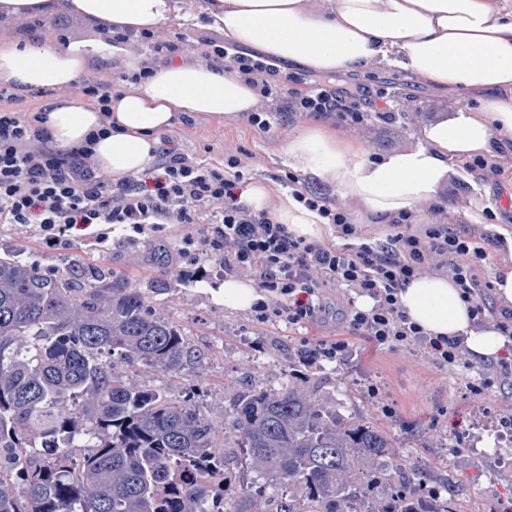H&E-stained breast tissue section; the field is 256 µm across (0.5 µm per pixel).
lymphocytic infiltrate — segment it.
Instances as JSON below:
<instances>
[{
	"label": "lymphocytic infiltrate",
	"mask_w": 512,
	"mask_h": 512,
	"mask_svg": "<svg viewBox=\"0 0 512 512\" xmlns=\"http://www.w3.org/2000/svg\"><path fill=\"white\" fill-rule=\"evenodd\" d=\"M101 33L108 42L123 44L139 63L138 70L119 73L117 81L89 72L77 84L86 106L100 112V131L106 134L112 128L113 86L135 91L152 74L158 54H175L180 47L155 33L106 27ZM200 45L209 64L257 90V108L241 117L250 128L269 131L281 110L350 129L372 120L395 123L401 117L385 105V91L365 81L333 87L314 80L305 88H292L264 56L213 38L201 39ZM21 102L13 84L0 81V224L26 228L46 245L62 248L70 245L69 232L77 225L89 229L100 247L117 226L134 236L176 232L182 243L179 256L188 265L220 257L225 272L256 282L261 295L254 307L257 322L306 324L324 311V290L345 288L373 301L367 310L350 306V332L392 348L408 346L422 334L399 305L401 288L420 274L445 275L470 303L475 324L495 320L501 334L512 337V308L489 302L478 276L486 257L483 244L490 238L484 225L454 233L413 224L411 213L402 212L389 221L387 244L368 243L347 207L330 203L289 173L285 179L292 197L318 212L349 245L309 241L241 201L234 188L244 166L234 153L209 162L189 151L168 150L154 166L153 182L140 173L106 181L95 173L91 142L64 153L47 149L43 108H25Z\"/></svg>",
	"instance_id": "1"
}]
</instances>
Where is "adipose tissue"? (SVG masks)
Returning a JSON list of instances; mask_svg holds the SVG:
<instances>
[{
  "mask_svg": "<svg viewBox=\"0 0 512 512\" xmlns=\"http://www.w3.org/2000/svg\"><path fill=\"white\" fill-rule=\"evenodd\" d=\"M67 8L92 25L137 34L159 28L173 14L184 25L199 23L176 0H68ZM207 18L227 41L257 49L278 65L328 73L385 62L434 88L477 97V107L465 104L452 117L426 124L418 146L377 160L313 117L286 136L285 166L355 201L362 215L377 221L438 202L453 162L512 139V8L502 0H327L317 9L309 0H212ZM116 58L136 70V58L104 40L66 43L37 33L22 43H0V79L23 93H50L44 134L63 152L101 126L99 113L74 92L79 77ZM257 104V91L223 70L174 60L159 64L137 90L113 97L112 131L96 142L94 163L115 179L141 172L154 162L160 134L182 117L229 120ZM244 199L295 236L325 234L317 212L290 197L272 204L263 183L249 185ZM400 306L427 338L462 339L473 362L498 359L506 348L494 327L473 326L468 304L448 277H414L400 293Z\"/></svg>",
  "mask_w": 512,
  "mask_h": 512,
  "instance_id": "ef3b65f1",
  "label": "adipose tissue"
}]
</instances>
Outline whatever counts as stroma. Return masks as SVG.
Returning a JSON list of instances; mask_svg holds the SVG:
<instances>
[{
    "mask_svg": "<svg viewBox=\"0 0 512 512\" xmlns=\"http://www.w3.org/2000/svg\"><path fill=\"white\" fill-rule=\"evenodd\" d=\"M60 23L66 25L70 40L99 36L95 26L63 8L48 16L24 17L19 24L0 19V28L9 27L13 40L21 42L36 32H54ZM367 75L372 88L393 91L402 114L394 124L376 121L348 130V137L372 157L416 145L422 121L452 114L465 102L464 97L431 88L384 64L374 65ZM303 121V115L284 112L267 133L238 121L182 123L169 137L196 152H209L218 161L225 151L242 150L251 158L245 181L265 183L277 201L288 194L279 183L287 173L281 161L283 140ZM482 186L478 192L463 179L450 181L437 206L414 210V223L442 224L459 232L470 225L468 213L481 205L496 213L499 225L512 228V171L489 178ZM4 255L46 270L99 266L148 291L157 311L185 332L201 359L175 377L141 370L139 383L164 386L177 399L194 391L200 409L214 422H223L238 392L275 389L291 377L315 389L324 403L339 407L347 417L375 423L394 440L407 463L447 474L456 512H503L505 504H512V480L491 478L502 461L496 450L504 445L494 424L512 413V387L495 383L477 400L469 387L480 382L483 371L474 362L443 366L428 342L393 349L351 334L344 319L347 290L328 289V314L304 330L282 322L260 324L253 312L224 309L210 293L225 279L219 260L210 258L203 277L186 280L188 266L178 258L175 240L150 232L133 242L115 231L103 249L77 235L69 249L52 250L18 227L0 224V256ZM306 337L347 341V361L306 363ZM372 386L378 396L369 394Z\"/></svg>",
    "mask_w": 512,
    "mask_h": 512,
    "instance_id": "35a3bbf8",
    "label": "stroma"
}]
</instances>
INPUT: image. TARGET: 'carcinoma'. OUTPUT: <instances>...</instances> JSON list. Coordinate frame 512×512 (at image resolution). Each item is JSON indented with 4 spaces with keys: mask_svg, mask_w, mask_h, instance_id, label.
<instances>
[{
    "mask_svg": "<svg viewBox=\"0 0 512 512\" xmlns=\"http://www.w3.org/2000/svg\"><path fill=\"white\" fill-rule=\"evenodd\" d=\"M197 358L150 297L101 268L0 257V512H224V447L253 473L230 512H453L448 477L287 381L217 427L141 367Z\"/></svg>",
    "mask_w": 512,
    "mask_h": 512,
    "instance_id": "obj_1",
    "label": "carcinoma"
}]
</instances>
